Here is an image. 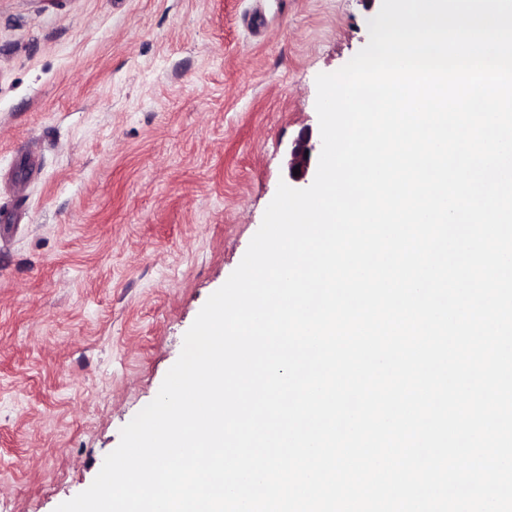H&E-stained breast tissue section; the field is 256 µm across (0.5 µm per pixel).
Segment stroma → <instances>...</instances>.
<instances>
[{
    "mask_svg": "<svg viewBox=\"0 0 512 512\" xmlns=\"http://www.w3.org/2000/svg\"><path fill=\"white\" fill-rule=\"evenodd\" d=\"M380 7L0 0V512L91 485Z\"/></svg>",
    "mask_w": 512,
    "mask_h": 512,
    "instance_id": "35a3bbf8",
    "label": "stroma"
}]
</instances>
